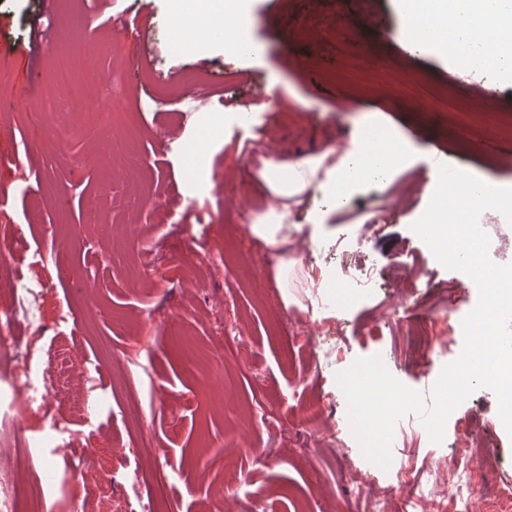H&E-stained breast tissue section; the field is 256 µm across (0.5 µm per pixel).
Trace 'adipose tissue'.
<instances>
[{
    "instance_id": "ef3b65f1",
    "label": "adipose tissue",
    "mask_w": 512,
    "mask_h": 512,
    "mask_svg": "<svg viewBox=\"0 0 512 512\" xmlns=\"http://www.w3.org/2000/svg\"><path fill=\"white\" fill-rule=\"evenodd\" d=\"M402 33L414 46L452 59L469 70L512 76V63L502 65L497 44L512 40V0H398ZM245 0H172L173 28L182 47L205 42L210 32H220L224 48L233 54L251 50L243 28L248 19ZM257 159L255 179L271 198L267 212L256 216L250 232L262 248L277 255L275 279L279 287L297 282L302 288H319L324 277L314 276L289 246L302 230L290 223L293 207L319 192L345 204L352 188L370 182L385 186L388 172L403 163L404 147L377 128L368 126L349 148L324 149L318 155L286 161L265 142L252 147Z\"/></svg>"
}]
</instances>
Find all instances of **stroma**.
<instances>
[{"mask_svg": "<svg viewBox=\"0 0 512 512\" xmlns=\"http://www.w3.org/2000/svg\"><path fill=\"white\" fill-rule=\"evenodd\" d=\"M171 0H0V225L15 231L4 277L37 288L17 302L0 287V419L20 422L30 464L18 478L41 487L46 512H126L162 471L176 512H364L360 486L383 492L392 471L366 460L342 422L345 395L337 372L360 357L381 356L403 384L436 381L463 349L462 300L477 302L468 275L439 263L411 225L425 211L427 141L442 143L449 165L512 187V83L453 75L444 59L413 49L400 33L395 0H248L251 35L261 56L228 55L220 40L185 51L175 46ZM149 15L140 40L125 27ZM87 22V42L71 31ZM65 60L74 80L99 76L89 99L127 96L111 117L91 110L71 132L59 131L47 100L67 90L54 78ZM500 100L484 107L481 89ZM249 123L230 121L237 107ZM225 118L224 144L204 166L210 191L196 192L185 170L187 146L209 116ZM137 124L136 142L121 130ZM367 125L388 128L407 149L387 190L354 187L345 207L313 195L291 220L317 212L308 263L329 289L356 272L330 254L335 244L362 248L377 275L374 293L349 301L342 316L293 289L285 306L273 277L276 258L248 233L270 198L238 145L269 143L295 159L345 148ZM163 201L162 211L140 197ZM152 255L139 278L135 258ZM426 323L428 361L395 336L390 312ZM340 337L339 365L317 364L328 338ZM65 367L67 447L46 440L40 409L24 406L25 377ZM100 373L92 417L75 413L89 371ZM330 404L336 427L307 425L306 400ZM135 400L146 419L130 426L119 409ZM487 452L470 468L483 487L469 512H495L493 493L512 484V436L493 391L483 388L449 417L445 439L432 443L418 421L397 424L396 461L416 457L426 498L442 488L448 458L466 434ZM92 461L93 477H113L110 498L75 496L74 458Z\"/></svg>", "mask_w": 512, "mask_h": 512, "instance_id": "stroma-1", "label": "stroma"}]
</instances>
